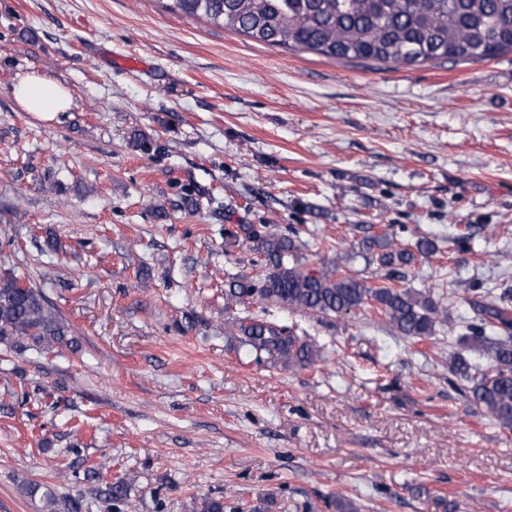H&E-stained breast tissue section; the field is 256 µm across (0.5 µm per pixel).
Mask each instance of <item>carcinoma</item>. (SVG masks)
Segmentation results:
<instances>
[{"instance_id":"obj_1","label":"carcinoma","mask_w":512,"mask_h":512,"mask_svg":"<svg viewBox=\"0 0 512 512\" xmlns=\"http://www.w3.org/2000/svg\"><path fill=\"white\" fill-rule=\"evenodd\" d=\"M169 9L203 17L270 46L310 52L328 59H360L410 65L487 59L512 52V0H171ZM263 224L224 228V245L240 243L259 257L262 273L224 280V308L256 303L261 314L227 319L226 333L257 358L273 365L306 367L322 357L318 343L267 320L270 306L305 313L346 315L377 308L400 335L418 341L447 323L445 308L431 293L402 286H376L340 263L312 269L302 262L294 235L264 231ZM364 249L380 267L411 265L438 251L436 240L414 248L394 234L371 236ZM463 345L486 356L487 371H472L458 353L450 375L465 382L464 394L501 427L512 430V297L481 306L480 318L463 325ZM67 328L41 289L0 283V345L51 352L64 344ZM107 508L128 496V482L100 491Z\"/></svg>"}]
</instances>
